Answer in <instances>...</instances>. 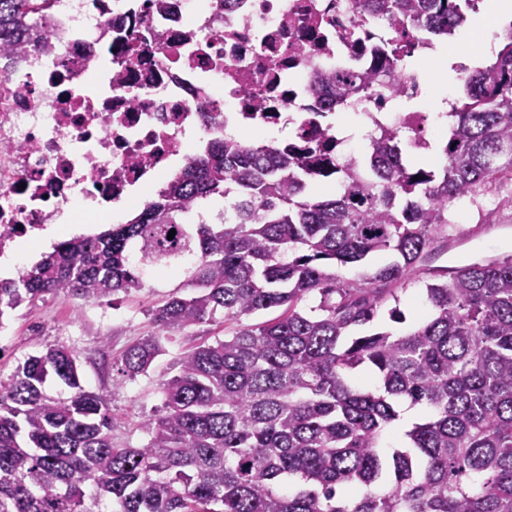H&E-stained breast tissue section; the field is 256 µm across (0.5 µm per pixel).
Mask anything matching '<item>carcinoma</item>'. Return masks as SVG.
<instances>
[{"instance_id":"1","label":"carcinoma","mask_w":512,"mask_h":512,"mask_svg":"<svg viewBox=\"0 0 512 512\" xmlns=\"http://www.w3.org/2000/svg\"><path fill=\"white\" fill-rule=\"evenodd\" d=\"M48 2L0 0V49L23 43ZM370 2L407 37V59L474 4ZM499 41L455 67L465 99L431 169L407 161L396 131L350 166L326 144L210 141L136 217L1 282L0 319L48 294L108 301L155 271L181 274L148 309L154 332L121 356L129 380L174 331L277 315L185 351L140 447L112 443L107 398L82 384L72 349L28 356L0 382V512H102L104 499L109 512H512V255L426 265L458 200L512 180V25ZM336 83L341 100L373 77ZM215 196L231 211L188 221ZM417 284L427 314L380 328L405 320Z\"/></svg>"}]
</instances>
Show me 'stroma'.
Returning <instances> with one entry per match:
<instances>
[{"label":"stroma","instance_id":"stroma-1","mask_svg":"<svg viewBox=\"0 0 512 512\" xmlns=\"http://www.w3.org/2000/svg\"><path fill=\"white\" fill-rule=\"evenodd\" d=\"M454 222L453 240L447 250L435 253L433 265L457 266L476 257L511 255L512 182H498L476 204L457 212ZM179 282L173 273L158 272L147 278L141 291L118 294L108 303L49 295L17 308L8 317L6 334L0 335V380L7 379L27 355L69 347L78 356L85 388L110 401L113 443L141 445L145 435L140 425L161 405L160 383L173 375L178 358L198 342L232 335L237 327L236 322L223 321L172 333L146 374L123 380L118 355L152 331L148 308L159 304Z\"/></svg>","mask_w":512,"mask_h":512}]
</instances>
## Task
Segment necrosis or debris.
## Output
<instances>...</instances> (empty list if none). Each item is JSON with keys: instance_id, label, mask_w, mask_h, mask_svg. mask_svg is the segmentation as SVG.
Returning a JSON list of instances; mask_svg holds the SVG:
<instances>
[{"instance_id": "obj_1", "label": "necrosis or debris", "mask_w": 512, "mask_h": 512, "mask_svg": "<svg viewBox=\"0 0 512 512\" xmlns=\"http://www.w3.org/2000/svg\"><path fill=\"white\" fill-rule=\"evenodd\" d=\"M360 0H50L21 49L0 51V257L35 242L63 214L117 220L160 174L184 169L211 139L246 142L296 128L289 145L335 134L341 163L364 148L338 112L431 148L440 121L422 107L435 58L402 68V34L370 18L348 32ZM375 73L336 109L315 75ZM417 107L398 108L400 100Z\"/></svg>"}]
</instances>
